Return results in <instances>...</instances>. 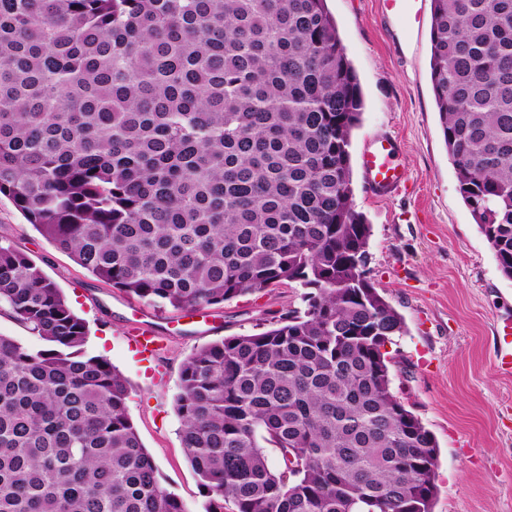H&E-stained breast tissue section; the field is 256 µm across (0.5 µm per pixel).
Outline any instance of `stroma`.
Wrapping results in <instances>:
<instances>
[{
  "label": "stroma",
  "instance_id": "stroma-1",
  "mask_svg": "<svg viewBox=\"0 0 512 512\" xmlns=\"http://www.w3.org/2000/svg\"><path fill=\"white\" fill-rule=\"evenodd\" d=\"M327 4L364 99L351 164L355 209L372 228L369 277L405 321L404 335L388 347L392 390L438 444L432 512H512V376L495 367L499 323L512 318V279L501 274L448 158L430 77L432 9L423 5L419 24L408 26L381 0ZM381 135L399 141L408 177L406 190L392 197L375 196L362 167ZM0 243L25 253L85 320L90 349L129 385L128 414L162 485L186 512H204L174 408L181 365L202 345L259 332L300 308L299 283L197 312L149 305L77 265L4 195ZM142 323L166 339L156 356L141 355L129 340Z\"/></svg>",
  "mask_w": 512,
  "mask_h": 512
}]
</instances>
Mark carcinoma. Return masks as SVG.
Wrapping results in <instances>:
<instances>
[{"label": "carcinoma", "mask_w": 512, "mask_h": 512, "mask_svg": "<svg viewBox=\"0 0 512 512\" xmlns=\"http://www.w3.org/2000/svg\"><path fill=\"white\" fill-rule=\"evenodd\" d=\"M431 2L448 158L512 279V0ZM362 109L327 0H0V195L28 223L153 305L306 289L274 326L182 364L204 512H432L437 442L382 351L404 319L364 277ZM2 304L44 347L0 335V512H186L125 378L57 285L0 245Z\"/></svg>", "instance_id": "carcinoma-1"}]
</instances>
